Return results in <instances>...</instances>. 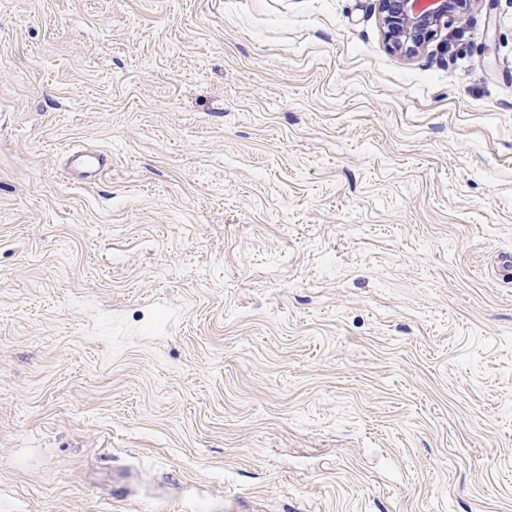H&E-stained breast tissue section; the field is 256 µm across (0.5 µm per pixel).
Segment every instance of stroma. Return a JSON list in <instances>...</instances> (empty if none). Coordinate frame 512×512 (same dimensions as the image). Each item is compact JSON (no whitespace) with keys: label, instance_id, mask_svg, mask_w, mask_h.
I'll return each instance as SVG.
<instances>
[{"label":"stroma","instance_id":"1","mask_svg":"<svg viewBox=\"0 0 512 512\" xmlns=\"http://www.w3.org/2000/svg\"><path fill=\"white\" fill-rule=\"evenodd\" d=\"M507 252L512 0H0V512H512ZM417 0H377L378 12L392 49L407 56L420 53L448 17L469 12L480 0H433L426 9ZM70 169L77 174L79 180L88 182L97 176L110 158L102 154H87L78 151H68L66 154Z\"/></svg>","mask_w":512,"mask_h":512}]
</instances>
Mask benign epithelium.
Masks as SVG:
<instances>
[{
	"label": "benign epithelium",
	"mask_w": 512,
	"mask_h": 512,
	"mask_svg": "<svg viewBox=\"0 0 512 512\" xmlns=\"http://www.w3.org/2000/svg\"><path fill=\"white\" fill-rule=\"evenodd\" d=\"M392 49L407 56L420 53L452 16L469 12L480 0H433L425 9L416 0H377Z\"/></svg>",
	"instance_id": "obj_1"
}]
</instances>
